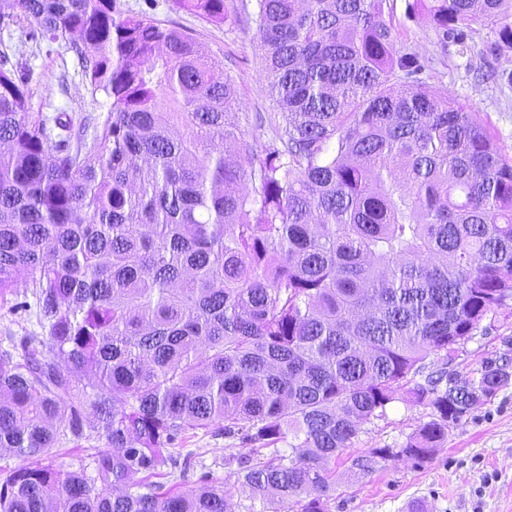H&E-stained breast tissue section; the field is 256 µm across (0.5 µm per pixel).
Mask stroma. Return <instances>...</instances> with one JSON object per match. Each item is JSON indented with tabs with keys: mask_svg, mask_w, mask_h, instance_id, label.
<instances>
[{
	"mask_svg": "<svg viewBox=\"0 0 512 512\" xmlns=\"http://www.w3.org/2000/svg\"><path fill=\"white\" fill-rule=\"evenodd\" d=\"M122 8L146 11L170 26L195 34L203 54L221 62L235 82L241 109L272 112L276 105L262 72L257 25L250 10L216 24L179 8L175 0H117ZM406 0H392L389 18L397 31V46L416 52L433 88L451 92L479 112L501 153L512 157V84L481 80L480 72L496 67L494 55L463 56L455 44L441 45L429 20H408ZM32 25L0 33L8 44L11 63L21 70L33 91L37 115L63 113L73 125L91 117L104 122L112 101L90 95L82 66L64 42L33 39ZM33 295L0 300V339L38 331ZM512 348V307L500 309L481 322L460 349L452 366L455 376H476L483 363ZM430 406L399 393L385 418L365 424L355 451L402 447L421 425L430 421ZM231 444L223 432H200L187 439L194 457L176 471L177 482L195 487L204 474L224 476V450ZM345 461H337L336 490L328 512H409L414 504L426 512H512V383L490 400L475 406L456 424L432 461L416 465L405 459L387 461L359 481L345 480Z\"/></svg>",
	"mask_w": 512,
	"mask_h": 512,
	"instance_id": "1",
	"label": "stroma"
}]
</instances>
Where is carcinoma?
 <instances>
[{
	"mask_svg": "<svg viewBox=\"0 0 512 512\" xmlns=\"http://www.w3.org/2000/svg\"><path fill=\"white\" fill-rule=\"evenodd\" d=\"M208 22L232 0H176ZM441 43L512 50V0H413ZM278 111L241 129L235 84L189 30L116 0H0L65 41L112 111L88 136L31 112L0 66V297L45 336L0 351V512H327L331 465L433 458L512 380L442 386L459 340L512 302V158L396 48L389 0H254ZM242 185L245 190H237ZM425 374L423 382L415 377ZM402 390L432 408L405 445L352 452ZM91 423L93 465L56 445ZM239 441L224 480L162 481L197 431ZM288 444V449L281 448Z\"/></svg>",
	"mask_w": 512,
	"mask_h": 512,
	"instance_id": "carcinoma-1",
	"label": "carcinoma"
}]
</instances>
